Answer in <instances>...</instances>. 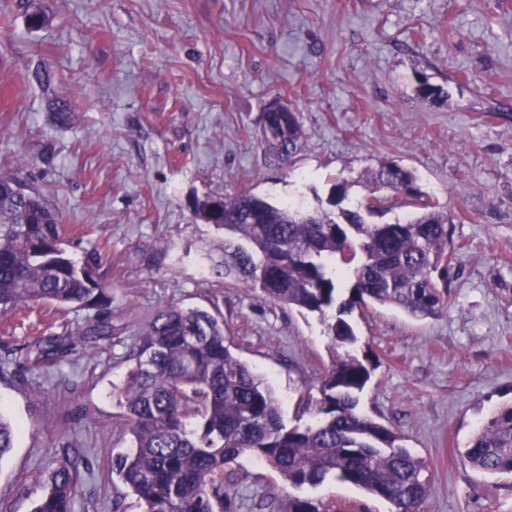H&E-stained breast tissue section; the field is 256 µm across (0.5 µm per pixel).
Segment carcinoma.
Returning <instances> with one entry per match:
<instances>
[{
	"instance_id": "1",
	"label": "carcinoma",
	"mask_w": 512,
	"mask_h": 512,
	"mask_svg": "<svg viewBox=\"0 0 512 512\" xmlns=\"http://www.w3.org/2000/svg\"><path fill=\"white\" fill-rule=\"evenodd\" d=\"M59 127L72 104L55 98ZM305 131L296 111L284 120L265 112V154L287 167ZM19 178L0 175V315L20 306L53 305L85 313V327L63 319L52 336L15 345L0 341V378L28 387L25 372L67 362L89 340L112 346L125 328L112 322L110 289L79 267L62 248L61 211L36 189L21 192ZM367 194L347 207L353 184ZM195 201V215L224 230L233 248L216 267L230 285L266 300L315 313L332 353L320 376L314 420L292 429L283 423L272 387L231 350L224 318L205 310L167 306L135 331L122 382L113 386L120 408L116 427L131 447L112 456L108 484L118 479L143 512H232L224 470L251 456L292 488L338 480L388 501L391 512H420L429 493L425 461L403 437L357 410L373 362L354 354L358 337L343 315L373 303L427 319L448 305L455 251L448 207L423 192L415 173L393 161L368 167L353 181L337 176L332 209L273 201L245 190ZM413 211L388 224L369 218L393 209ZM15 426L0 413V460L14 447ZM463 461L488 474L512 475V402L492 410L464 451ZM80 457L64 454L47 476L33 512H72ZM283 512H328L312 498L288 496Z\"/></svg>"
}]
</instances>
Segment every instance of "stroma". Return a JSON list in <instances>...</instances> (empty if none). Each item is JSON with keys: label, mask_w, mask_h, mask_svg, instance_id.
Masks as SVG:
<instances>
[{"label": "stroma", "mask_w": 512, "mask_h": 512, "mask_svg": "<svg viewBox=\"0 0 512 512\" xmlns=\"http://www.w3.org/2000/svg\"><path fill=\"white\" fill-rule=\"evenodd\" d=\"M45 8L36 29L27 18ZM54 70L75 107L68 126L31 80ZM443 87L429 103L420 81ZM301 113L306 138L289 167L273 164L257 132L266 105ZM387 158L447 203L454 271L447 308L425 320L380 306L354 309L358 353L377 368L359 409L394 429L426 464L422 512H512V475L465 465L460 453L488 412L512 400V0H0V175L34 185L73 231L69 257L111 290L112 319L130 329L169 304L224 317L234 353L268 379L287 427L331 363L309 313L218 281L224 233L194 199L241 190L279 201H328L336 173L355 178ZM51 319L0 316L22 344ZM129 332L108 352L85 350L29 390L0 380V410L18 427L0 460V503L31 512L65 448L83 449L74 512H140L101 465L130 447L118 430L114 384L129 366ZM96 364L86 379L85 363ZM232 512H280L279 475L244 457L224 474ZM299 496L330 512H390V504L328 482Z\"/></svg>", "instance_id": "1"}]
</instances>
